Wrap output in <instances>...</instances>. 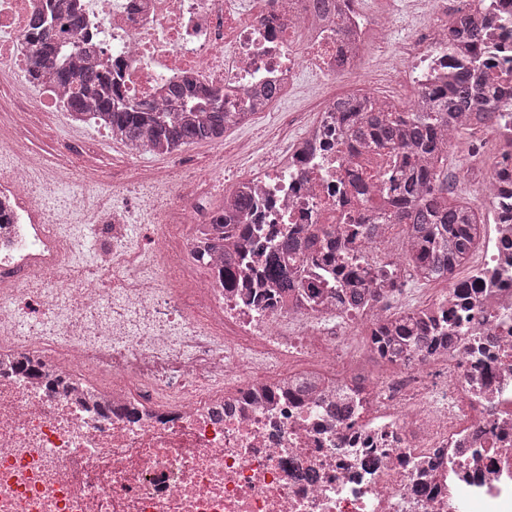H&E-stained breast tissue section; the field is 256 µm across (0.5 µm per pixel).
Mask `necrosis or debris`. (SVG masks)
<instances>
[{
  "mask_svg": "<svg viewBox=\"0 0 512 512\" xmlns=\"http://www.w3.org/2000/svg\"><path fill=\"white\" fill-rule=\"evenodd\" d=\"M46 0H0V74L26 70L23 42ZM422 36L392 51V74L412 82L408 103L374 94L370 47L387 43L394 11L362 0H81L84 29L62 49L93 45L91 64L120 78L123 100L167 103L172 84L219 92L238 126L277 111L304 73L353 77L349 97L380 111L419 110L471 57L484 111L463 122L492 127L471 144L482 172L468 206L483 232L476 263L452 270L441 306L447 347L410 349L365 384L352 354L359 327L388 315L382 298L349 309L327 281L257 301L252 271L222 286V256L206 275L192 266L208 246L205 202L224 172L216 152L206 180L176 165L133 170L168 206L153 219L149 254L125 240L97 250L111 290L73 287V245L60 232L86 209L99 175L22 148L40 117L64 112L65 89L0 92V512H512V0H460L484 31L451 42L448 0H422ZM312 120L275 163L240 178L258 207L245 221L327 224L351 241L364 272L388 265L385 295L414 278L390 253L397 228L385 156L364 195L352 184L366 153L340 98L315 94ZM40 195L27 189L34 169ZM42 310L24 330L17 304Z\"/></svg>",
  "mask_w": 512,
  "mask_h": 512,
  "instance_id": "1",
  "label": "necrosis or debris"
}]
</instances>
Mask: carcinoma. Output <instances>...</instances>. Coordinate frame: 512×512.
<instances>
[{
    "label": "carcinoma",
    "instance_id": "1",
    "mask_svg": "<svg viewBox=\"0 0 512 512\" xmlns=\"http://www.w3.org/2000/svg\"><path fill=\"white\" fill-rule=\"evenodd\" d=\"M81 26L78 17H64L49 9L36 12L30 20L25 38V52L30 82L39 84L44 74H51L59 85L69 89V107L96 113L99 124L112 129V138L125 145L141 144L148 152L166 157L184 147L211 143L224 138L227 115L219 96L209 97V111L195 114L179 109L186 97V87L171 86L169 110L146 103L112 105V97L120 96L112 75L93 68L84 58L69 67L56 66L61 40L75 34ZM472 73L458 71L448 90L431 92L430 107L425 112H399L390 120L375 116L371 98L353 100L348 112L359 115L356 134L390 152L414 157L413 165L395 187L398 223L405 226L408 258L429 279H438L448 268L466 264L470 259L472 237L476 232L470 212L459 203L448 200V155L444 153V136L472 132V128L452 121V116L468 106L478 111L483 105L471 97ZM214 237L211 245L193 254L194 260L209 266L211 252L224 250V287L236 285L237 268L246 260L247 247L253 241L249 224L224 222V209L213 212ZM277 245L265 250L261 264L265 279L284 291L300 286L299 269L307 261L300 238L279 232ZM338 283L346 288L351 302L375 293L355 266L341 262L336 266ZM448 330V322L432 319V313L414 316L396 315L387 319L384 338L401 346L406 342L428 348L435 335Z\"/></svg>",
    "mask_w": 512,
    "mask_h": 512
}]
</instances>
